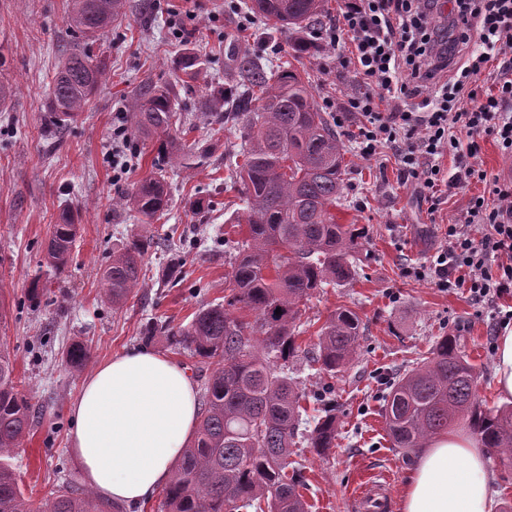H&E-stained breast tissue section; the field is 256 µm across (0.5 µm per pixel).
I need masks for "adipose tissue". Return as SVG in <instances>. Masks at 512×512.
Wrapping results in <instances>:
<instances>
[{
  "mask_svg": "<svg viewBox=\"0 0 512 512\" xmlns=\"http://www.w3.org/2000/svg\"><path fill=\"white\" fill-rule=\"evenodd\" d=\"M184 369L141 349L96 366L71 405L68 436L100 498L136 505L168 484L198 421ZM487 453L474 436L448 432L425 448L406 480L400 512H492Z\"/></svg>",
  "mask_w": 512,
  "mask_h": 512,
  "instance_id": "obj_1",
  "label": "adipose tissue"
}]
</instances>
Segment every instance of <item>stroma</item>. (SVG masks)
Here are the masks:
<instances>
[{"label": "stroma", "instance_id": "1", "mask_svg": "<svg viewBox=\"0 0 512 512\" xmlns=\"http://www.w3.org/2000/svg\"><path fill=\"white\" fill-rule=\"evenodd\" d=\"M245 0H127L122 21L101 32L98 48L107 56L108 78L74 121L50 134L45 112L49 87L59 63L58 48L77 43L67 23L70 0H0V80L15 94L0 110V341L15 358V375L41 408L35 426L13 463L24 494L42 499L63 483L84 478L69 446L74 427L70 412L85 378L101 362L131 350L149 348L170 355L164 337L143 343L151 320L179 327L195 311L224 298L237 241L246 226H232L242 210L239 185L227 182L226 166L235 160L241 132L229 125L212 135L201 114L208 91L203 83H177L173 57L190 47L209 59L210 77L233 86V55L250 51L266 69L291 64L306 74L320 111L341 114L346 92L358 86L353 66L341 64L334 50L317 43L315 50L294 56L286 37H267L262 23L249 20ZM176 86L181 111L196 115L195 129L181 136L183 166H171L158 139L138 142L127 151L130 167L113 180L112 145L126 122V101L144 82ZM358 115L344 116L336 126L346 150L344 198L336 221L363 231L355 255L358 275L348 285L316 290L306 305L307 331L291 372L310 396L329 399L336 408V446L325 456L297 443L294 459L303 466L310 512H357L351 485L357 475L387 470L402 494L411 470L393 448L382 417L390 381L431 357L439 336H456L458 346L479 375L478 397L488 406L501 403L494 377L497 334L493 310L472 299L465 289L443 291L430 280L413 276L429 263L471 196L441 192L437 209L419 200L405 181L392 150L362 157L353 139ZM217 145L205 165L196 163V147ZM169 187L167 211L151 223L113 206V199L155 171ZM204 199L197 211L190 203ZM78 214V233L63 275L47 274L44 249L58 215ZM135 235L169 238L144 258L146 276L134 297L112 308L98 280L112 250ZM181 263L167 267L173 255ZM40 280L38 298H30L32 280ZM341 307L361 320L357 356L335 378L321 377L311 358L316 330ZM76 341L87 343L90 357L77 372L63 357Z\"/></svg>", "mask_w": 512, "mask_h": 512}]
</instances>
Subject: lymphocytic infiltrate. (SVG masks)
Masks as SVG:
<instances>
[{
	"label": "lymphocytic infiltrate",
	"mask_w": 512,
	"mask_h": 512,
	"mask_svg": "<svg viewBox=\"0 0 512 512\" xmlns=\"http://www.w3.org/2000/svg\"><path fill=\"white\" fill-rule=\"evenodd\" d=\"M438 2L346 0L321 39L334 49L351 46L360 87L346 104L360 118L362 156L394 150L404 176L434 204L439 186L453 191L488 182L487 196L470 199L417 275L496 307L512 296V179L488 178L473 160L488 137L512 157V0H448L444 26L434 12ZM494 60L495 88L478 93L475 83ZM448 156L454 169L442 164ZM475 226L488 234L475 239Z\"/></svg>",
	"instance_id": "f902f5d3"
}]
</instances>
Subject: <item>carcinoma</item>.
<instances>
[{
	"label": "carcinoma",
	"mask_w": 512,
	"mask_h": 512,
	"mask_svg": "<svg viewBox=\"0 0 512 512\" xmlns=\"http://www.w3.org/2000/svg\"><path fill=\"white\" fill-rule=\"evenodd\" d=\"M126 0H70L68 26L83 42L64 46L46 103L48 130L55 132L82 112L107 79L92 46L97 34L125 16ZM251 11L275 33L300 31L321 20L323 0H252ZM182 83L205 80L207 67L194 53L172 61ZM236 87L207 84L209 120L223 130L241 124L238 155L228 179L242 186L245 208L235 223L248 226L226 277L224 302L208 304L178 329L161 321L147 324L143 338L164 336L176 354L213 366L204 382L202 407L191 443L184 449L168 486L166 512H308L302 469L293 465L295 439L304 435L305 393L288 373L300 349L302 306L319 288L355 279L353 260L362 232L339 224L331 208L342 205L347 171L336 127L320 112L312 93L292 66L268 72L249 52L234 62ZM231 111H224V106ZM133 139L165 136L170 161L183 152L171 130L180 121L172 84L147 83L126 103ZM163 175L150 174L115 201V206L152 218L167 207ZM78 225L65 211L45 248V263L61 274L68 265ZM150 238H134L112 252L100 279L104 299L118 309L140 284ZM281 314H275L276 309ZM357 312L339 308L316 334L314 361L329 377L350 363L360 336ZM90 349L72 343L65 366L80 370ZM14 358L0 345V512H108L95 493L71 483L45 502H34L19 486L12 459L30 433L39 406L14 376ZM478 374L448 334L433 357L394 380L384 400L393 447L410 463L427 441L466 420L490 455L512 467V406L485 408L476 394ZM336 410L328 409L307 435L322 456L336 446Z\"/></svg>",
	"instance_id": "1"
}]
</instances>
